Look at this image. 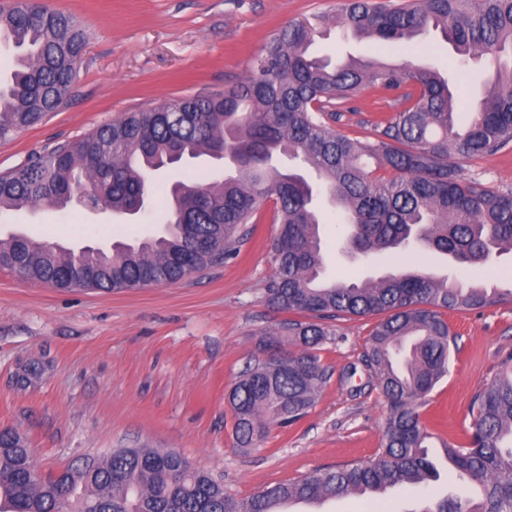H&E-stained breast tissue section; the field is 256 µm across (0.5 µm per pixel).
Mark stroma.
<instances>
[{"instance_id": "stroma-1", "label": "stroma", "mask_w": 512, "mask_h": 512, "mask_svg": "<svg viewBox=\"0 0 512 512\" xmlns=\"http://www.w3.org/2000/svg\"><path fill=\"white\" fill-rule=\"evenodd\" d=\"M41 2L72 15L87 44L64 104L42 122L0 139L2 172L140 107L232 90L267 42L313 16L335 17L341 0ZM451 53L429 33L413 47L382 45L378 56L395 64L426 63L479 97L491 68L475 59L449 69ZM340 109L334 128L353 139L395 112L388 93L371 90ZM462 175L492 190H511L512 151L467 159ZM163 207L161 198H152L146 213L133 219L108 209L2 213L0 238L17 230L75 250L131 243L157 231ZM273 216V203H266L237 257L174 285L62 290L0 269V429L26 435L42 474L115 448H157L179 453L243 499L317 467L375 458L388 408L360 367L376 323L372 317L335 321V336L317 347L330 378L304 418L287 428L271 427L249 453L234 446L225 396L262 334L284 318L265 299L278 229ZM321 236L328 275L345 281L377 278L414 260L409 253L351 258L341 250L342 227L333 221L322 226ZM422 263L466 285H499L512 271V252L467 267L430 252ZM447 319L458 349L421 413L435 433L453 439L471 422V396L512 351V303L451 312ZM466 491L445 471L430 487L380 499H342L327 504L325 512H421L432 496Z\"/></svg>"}]
</instances>
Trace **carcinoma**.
I'll return each mask as SVG.
<instances>
[{
    "instance_id": "carcinoma-1",
    "label": "carcinoma",
    "mask_w": 512,
    "mask_h": 512,
    "mask_svg": "<svg viewBox=\"0 0 512 512\" xmlns=\"http://www.w3.org/2000/svg\"><path fill=\"white\" fill-rule=\"evenodd\" d=\"M314 22L288 28L253 59L250 75L227 93L173 99L128 112L92 132L33 154L0 173V213L72 207L119 216L144 198L170 199L160 234L138 245L78 252L27 235L0 239V267L55 288L117 291L176 284L187 268L199 273L237 253L266 201L275 198L278 234L267 301L310 321L286 319L258 344L227 395L233 436L247 452L274 425H289L312 409L328 368L315 353L333 335L326 320L379 318L362 362L385 397L383 448L370 462L317 468L238 500L211 474L184 457L151 448H114L57 475L36 467L26 440L0 430V512H272L281 499L334 500L378 495L388 487L427 484L439 477L429 455L434 433L424 425L422 400L448 374L452 351L447 311H481L512 303L483 285L459 288L422 268L399 269L361 283L326 275L315 189L336 208V223L363 257L397 253L414 241L461 264H480L512 251V191L467 181L461 163L512 147V0H410L402 4L344 0L336 26L345 37L373 45L410 43L440 33L456 57L486 58L493 79L455 130L458 89L441 73L407 63L388 66L371 56L337 64L309 53ZM16 50L10 78L0 82V138L58 110L83 32L68 14L31 0L0 11V43ZM369 89L396 93L399 109L363 139L336 133L325 117L336 98ZM238 175L208 183L153 185L147 173L166 160L219 154ZM390 171L374 175L368 161ZM461 441L441 440V455L470 489L444 496L421 512H512V352L469 404Z\"/></svg>"
}]
</instances>
